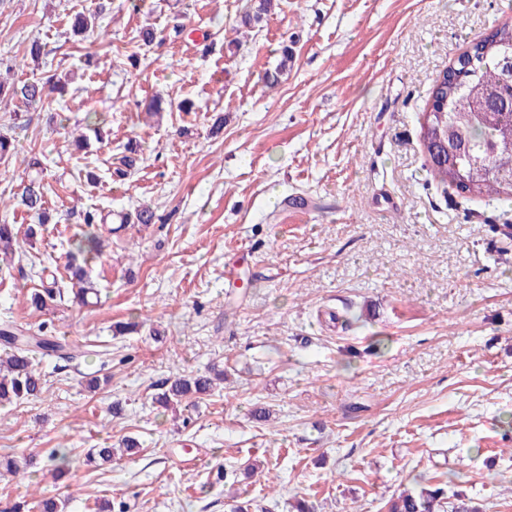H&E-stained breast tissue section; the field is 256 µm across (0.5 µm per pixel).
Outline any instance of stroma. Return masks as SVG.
Listing matches in <instances>:
<instances>
[{
	"mask_svg": "<svg viewBox=\"0 0 512 512\" xmlns=\"http://www.w3.org/2000/svg\"><path fill=\"white\" fill-rule=\"evenodd\" d=\"M101 3L76 36L90 0H0V82L50 71L68 84L19 126L18 101L0 98V132L45 158L54 217L41 226L17 205L23 171L0 160V224L36 230L0 272V321L92 350L38 359L41 397L0 408V455L37 462L0 476V512L67 493L66 512H386L432 481L512 512V239L486 245L512 203L430 182L419 138L436 76L512 24V0H273L253 28L247 0ZM285 45L293 62L267 88ZM90 112L108 138L79 151ZM132 140L137 169L112 182ZM298 195L315 208L289 213ZM144 204L155 223L125 225L90 264L96 304L31 307L41 271L65 275L80 211ZM211 367L223 388L153 404ZM259 407L270 421L252 419ZM125 437L139 453L87 462ZM59 446L71 465L55 478ZM185 452L201 462L181 466ZM253 460L262 470L228 478Z\"/></svg>",
	"mask_w": 512,
	"mask_h": 512,
	"instance_id": "1",
	"label": "stroma"
}]
</instances>
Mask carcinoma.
Segmentation results:
<instances>
[{
	"label": "carcinoma",
	"instance_id": "obj_1",
	"mask_svg": "<svg viewBox=\"0 0 512 512\" xmlns=\"http://www.w3.org/2000/svg\"><path fill=\"white\" fill-rule=\"evenodd\" d=\"M272 0H257L252 11H246L244 23L257 26L271 8ZM512 55V26L493 29L476 40L457 57L453 67L439 74L434 81L429 102L419 118L420 142L429 162V171L438 184L452 186L468 199L488 201L512 200V76L503 60ZM283 58L262 79L273 87L292 62L289 47L282 49ZM65 83L57 74H49L13 87L12 97L24 108L38 106L52 93L63 94ZM104 119L94 115L86 118L87 132L101 137ZM87 132L79 134L75 145L87 141ZM135 158L125 155L113 170L118 181L128 179L135 170ZM19 204L46 223L44 186L31 177L16 194ZM107 216L93 211L83 215L85 229L77 234L68 255V279L51 280L34 289L30 304L38 309H52L73 295V301L88 305V296L96 294L88 274L90 259L103 255L105 235L102 227ZM0 252L23 257L24 252L12 224H0ZM76 361L89 355L86 345L68 341L44 329L39 335H29L12 323L0 325V406L17 404L38 398L44 378L35 367L32 354ZM220 375L197 374L179 377L164 386L155 402L170 406L193 395H207ZM31 457L22 455L0 460V469L9 475L26 473ZM447 499L441 487L424 489L418 494L401 493L387 502V512H434Z\"/></svg>",
	"mask_w": 512,
	"mask_h": 512
}]
</instances>
